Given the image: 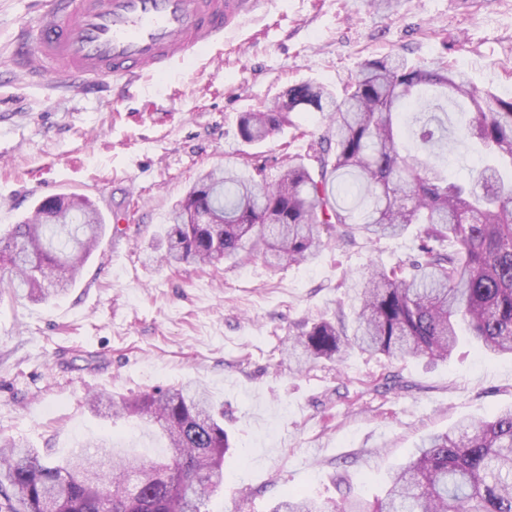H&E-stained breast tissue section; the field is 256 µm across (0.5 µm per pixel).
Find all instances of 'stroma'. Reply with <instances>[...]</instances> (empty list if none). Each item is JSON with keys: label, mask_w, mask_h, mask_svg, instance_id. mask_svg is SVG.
<instances>
[{"label": "stroma", "mask_w": 512, "mask_h": 512, "mask_svg": "<svg viewBox=\"0 0 512 512\" xmlns=\"http://www.w3.org/2000/svg\"><path fill=\"white\" fill-rule=\"evenodd\" d=\"M47 0H0V235L52 194L88 198L104 218L98 249L62 295L0 296V437L64 456L99 438L147 457L165 439L88 401L191 382L224 407L233 438L209 512H271L287 492L381 494L422 439L459 418L512 405V358L468 342L448 362L351 352L342 365L298 366L302 322L358 307L348 284L373 261L413 255L417 226L376 243L329 244L316 260L269 267L256 257L212 270L151 258L157 232L204 169L250 161L276 177L281 127L238 135L240 113L313 80L339 89L369 58L438 57L512 96V0H274L221 45L144 71L123 99L62 93L7 65L19 30Z\"/></svg>", "instance_id": "obj_1"}]
</instances>
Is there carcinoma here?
Instances as JSON below:
<instances>
[{"mask_svg": "<svg viewBox=\"0 0 512 512\" xmlns=\"http://www.w3.org/2000/svg\"><path fill=\"white\" fill-rule=\"evenodd\" d=\"M463 119L455 127L446 105ZM296 110L320 112L325 133L311 165L287 156L277 180L212 169L198 177L162 229L170 267H216L262 256L278 265L314 260L325 242L399 236L420 224L412 273L373 263L355 280L352 335L323 319L298 326L288 355L343 361L347 352L445 361L460 332L487 354L512 355V97L475 85L440 57L429 68L407 58L365 60L336 91L312 81L287 100L244 112L238 134L263 141ZM476 146L486 162L468 182L438 159ZM100 213L85 197L52 195L0 236V292L44 297L76 282L97 246ZM112 416L153 424L163 457L115 451L100 439L55 462L0 440V512H208L224 485L231 448L224 407L192 384L112 401ZM273 512H512V407L464 419L423 441L372 502L289 493Z\"/></svg>", "mask_w": 512, "mask_h": 512, "instance_id": "carcinoma-1", "label": "carcinoma"}]
</instances>
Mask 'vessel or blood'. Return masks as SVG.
<instances>
[{
  "mask_svg": "<svg viewBox=\"0 0 512 512\" xmlns=\"http://www.w3.org/2000/svg\"><path fill=\"white\" fill-rule=\"evenodd\" d=\"M268 0H49L11 55L33 78L77 91L133 85L143 68L222 44Z\"/></svg>",
  "mask_w": 512,
  "mask_h": 512,
  "instance_id": "1",
  "label": "vessel or blood"
}]
</instances>
